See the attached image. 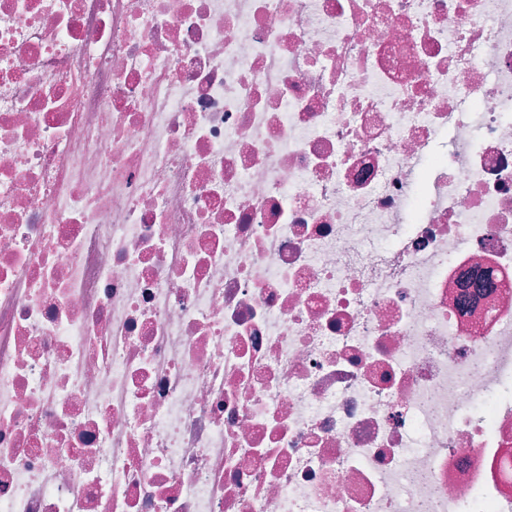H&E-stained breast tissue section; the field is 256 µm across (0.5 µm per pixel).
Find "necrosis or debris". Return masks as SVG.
<instances>
[{
  "mask_svg": "<svg viewBox=\"0 0 512 512\" xmlns=\"http://www.w3.org/2000/svg\"><path fill=\"white\" fill-rule=\"evenodd\" d=\"M0 512H512V0H0Z\"/></svg>",
  "mask_w": 512,
  "mask_h": 512,
  "instance_id": "obj_1",
  "label": "necrosis or debris"
}]
</instances>
